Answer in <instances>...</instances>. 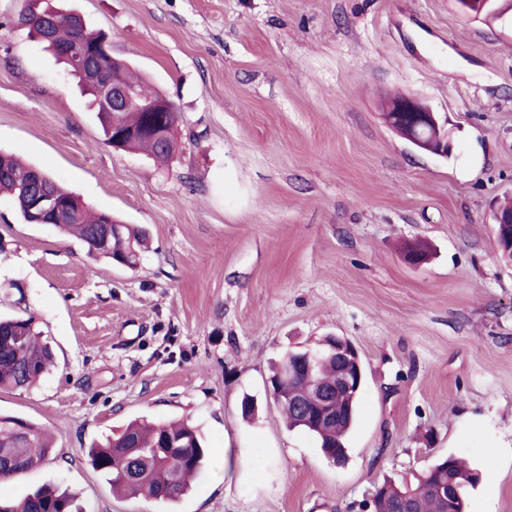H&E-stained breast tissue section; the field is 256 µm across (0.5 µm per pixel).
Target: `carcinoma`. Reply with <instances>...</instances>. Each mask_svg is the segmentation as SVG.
I'll return each mask as SVG.
<instances>
[{
	"label": "carcinoma",
	"instance_id": "cac0c4a2",
	"mask_svg": "<svg viewBox=\"0 0 512 512\" xmlns=\"http://www.w3.org/2000/svg\"><path fill=\"white\" fill-rule=\"evenodd\" d=\"M51 9L59 15L53 24V42L58 47L79 46L99 48L92 60L99 73L120 71L132 91L134 102L124 110L114 112L102 103L93 77L73 67L69 58L60 61L79 86L90 96V107L97 113L104 140L112 144V129L128 131L122 148L142 149L160 162L168 161L178 148L175 137L163 145L139 134L146 113L141 106L162 95L130 73L127 63L112 56V45L104 44L105 33L90 29L84 19L44 0L40 9ZM51 185L54 202L60 208L55 226L78 238L87 246L88 254L120 266L134 269L141 260L143 235L128 224H120L106 238L96 235V229L112 222V215L94 213L82 198L63 186L37 166L0 151V192L12 197L21 220H31L32 195L29 186L37 180ZM308 351L288 353L270 378V385L279 395L297 393L309 404L316 403L314 386L331 384L336 375L335 359L325 354L316 364V384H311L307 372ZM54 365V352L49 341L36 331L28 316L0 319V388H24L36 381ZM362 392L338 401L348 406L338 423L327 426L306 418L301 411L281 405L288 428H299L314 437L326 453L345 452V442L358 419ZM51 451L41 428L22 419L0 415V479L20 476L38 466ZM92 467L107 478L112 489L128 497H144L165 505L176 501L196 487L204 468L205 450L198 427L187 420L153 422L135 419L123 429L112 433L105 443L87 449ZM480 480V473L460 459L440 456L425 469L407 473L398 479L385 477L378 489L380 512H395L396 496L412 493L418 512H467L470 488ZM446 486L451 493L443 501L433 493L436 486ZM73 502L64 492L41 489L18 500L0 499V512H72Z\"/></svg>",
	"mask_w": 512,
	"mask_h": 512
}]
</instances>
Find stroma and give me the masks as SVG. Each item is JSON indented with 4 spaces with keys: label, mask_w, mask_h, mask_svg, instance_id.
<instances>
[{
    "label": "stroma",
    "mask_w": 512,
    "mask_h": 512,
    "mask_svg": "<svg viewBox=\"0 0 512 512\" xmlns=\"http://www.w3.org/2000/svg\"><path fill=\"white\" fill-rule=\"evenodd\" d=\"M62 3L178 105L182 149L160 166L107 146L19 25L27 0H0V150L149 235L132 271L0 196V314L34 316L56 356L0 391L1 415L53 437L0 495L52 485L81 512H160L114 494L85 450L135 418H188L208 462L173 512H362L384 477L445 454L483 475L469 512H512V264L490 224L512 198V19L454 0ZM387 93L446 120L450 155L390 129ZM419 241L431 255L413 266ZM330 333L367 382L340 464L266 389L273 363ZM228 448L251 451L245 487L215 480Z\"/></svg>",
    "instance_id": "1"
}]
</instances>
